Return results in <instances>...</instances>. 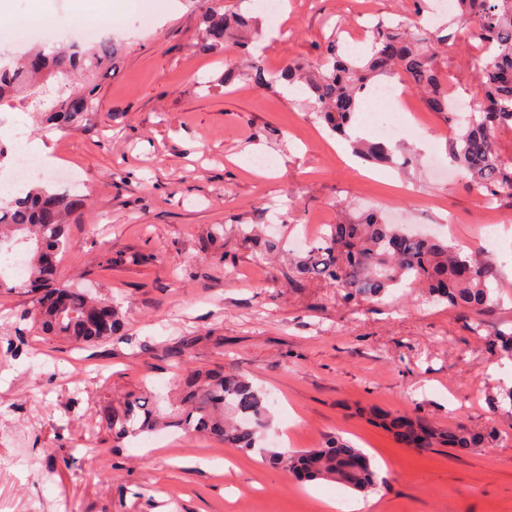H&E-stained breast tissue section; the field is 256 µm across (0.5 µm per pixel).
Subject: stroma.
<instances>
[{
    "instance_id": "35a3bbf8",
    "label": "stroma",
    "mask_w": 512,
    "mask_h": 512,
    "mask_svg": "<svg viewBox=\"0 0 512 512\" xmlns=\"http://www.w3.org/2000/svg\"><path fill=\"white\" fill-rule=\"evenodd\" d=\"M253 19L245 39L271 71L317 58L335 25L370 51L374 17L415 21L414 0H284L270 19L258 0H109L119 57L99 79L101 112L82 130L38 129L35 104L0 110L26 141L43 139L55 166L76 177L88 206L66 228L61 278L92 281L124 316L123 334L81 349L37 334L29 296L0 293V430L27 433L30 465L0 444V512H329L355 492L332 481L299 482L253 451L180 431L143 433L113 448L103 407L129 394L173 392L179 366L243 374L266 398L264 443L300 451L339 437L371 460V512H512V358L471 330L469 315L434 303L419 287L374 300L345 299L328 283L286 286L277 264L256 260L215 224H269L295 252L303 237L337 223L340 205L386 223L490 253L500 302L487 327H512V197L499 201L485 235L481 191L447 161L455 132L428 113L424 129L363 100L351 138L372 140L365 112L401 128L391 147L403 168L365 162L351 139L331 136L300 91L224 82L232 49L200 51L208 5ZM83 0H0V57L23 55L6 40L30 9L68 42ZM268 159L265 169L256 159ZM157 254L119 270L103 253ZM232 264H225V257ZM197 337L181 363L170 347ZM401 413L485 434L481 446L420 451L376 420Z\"/></svg>"
}]
</instances>
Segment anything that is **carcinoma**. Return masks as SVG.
Here are the masks:
<instances>
[{
	"label": "carcinoma",
	"instance_id": "obj_1",
	"mask_svg": "<svg viewBox=\"0 0 512 512\" xmlns=\"http://www.w3.org/2000/svg\"><path fill=\"white\" fill-rule=\"evenodd\" d=\"M251 25L240 14H227L218 7L205 13L200 50L217 52L227 43L248 54L238 37ZM371 53L365 59L348 56L335 29L315 60H290L273 73L264 59L249 54L240 71L227 68V80L235 78L257 87L283 79L306 87L315 112L327 128L340 135L350 125L358 103L379 76L397 77L408 90L425 96L428 108L445 115L448 124L461 128L448 145L449 155L483 196H512V165L495 145V133L512 127V0H457L456 15L448 33L431 34L420 24L393 26L382 20L368 28ZM477 42L481 53L471 57L479 98L466 112L451 107L448 80L439 64L445 49H461ZM119 48L110 37L85 45L72 41L49 53L36 47L16 62L0 64V106L18 97L29 99L46 92L51 78L82 74L89 83L67 96L59 95L45 111V123L82 129L99 115L100 100L90 78L112 71ZM357 153L367 161L394 162L388 145L362 142ZM86 206V198L67 190L37 185L0 202V253L17 252L26 268L23 280L12 285L0 277V288L36 296L31 319L38 333L73 345L105 343L120 335L123 319L111 300L94 297L57 275V257L65 252L69 217ZM229 229L265 260L282 253V242L256 233L248 224H219L213 233ZM152 254L130 257L104 254L101 264L119 267L146 263ZM281 274L290 288L322 279L344 297L376 298L402 283L422 284L428 296L446 301L473 316L472 330H482L481 316L498 304L494 297V264L435 237L406 231L399 224H386L374 212L329 224L321 236L299 257L288 261ZM101 421L112 432L119 448L132 433L175 428L198 434L230 448L249 451L259 447L268 427L262 392L247 379L221 372L187 369L181 393L171 410L163 412L150 394L130 395L118 406L102 410ZM389 426L406 444L417 448L450 447L460 452L475 448L484 436L463 426L451 430L416 421L407 415L389 419ZM270 463L305 478L330 479L345 487L366 491L375 486L370 460L340 439L323 448L300 454L267 452Z\"/></svg>",
	"mask_w": 512,
	"mask_h": 512
}]
</instances>
